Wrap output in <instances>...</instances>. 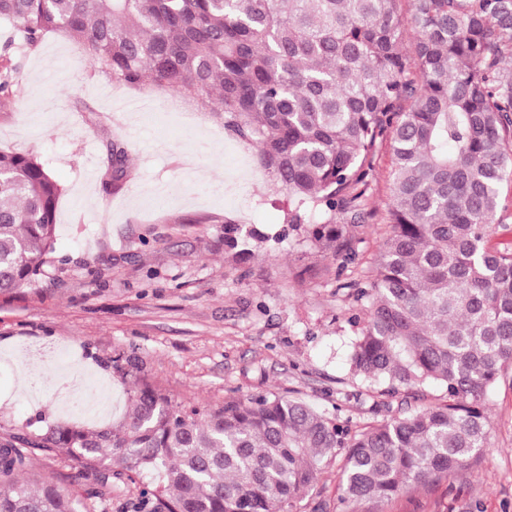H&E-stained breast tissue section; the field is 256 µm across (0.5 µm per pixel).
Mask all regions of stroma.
I'll return each mask as SVG.
<instances>
[{
    "instance_id": "1",
    "label": "stroma",
    "mask_w": 512,
    "mask_h": 512,
    "mask_svg": "<svg viewBox=\"0 0 512 512\" xmlns=\"http://www.w3.org/2000/svg\"><path fill=\"white\" fill-rule=\"evenodd\" d=\"M18 84L0 110V148L33 152L60 180L46 274L0 295V435L68 420L56 386L81 373L87 404L107 396L86 426L125 412V384L104 361L134 358L173 401L219 405L247 396L300 397L352 423L383 422L441 394L416 399L353 375L350 344L364 315L337 287V263L315 249L308 225L287 221L284 193L256 167V147L233 140L224 119L195 99L131 88L102 74L75 42L46 37L15 47ZM128 176L107 188L113 140ZM391 153L369 177L368 218L355 227L359 257L345 280L370 275L389 229ZM60 351L37 395L17 358L24 347ZM490 445L464 468L375 506L341 502V459L319 474L293 512H512V370L490 394ZM32 475L84 492L65 457L28 451Z\"/></svg>"
}]
</instances>
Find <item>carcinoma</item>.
Wrapping results in <instances>:
<instances>
[{
    "instance_id": "cac0c4a2",
    "label": "carcinoma",
    "mask_w": 512,
    "mask_h": 512,
    "mask_svg": "<svg viewBox=\"0 0 512 512\" xmlns=\"http://www.w3.org/2000/svg\"><path fill=\"white\" fill-rule=\"evenodd\" d=\"M0 0V108L16 42L62 33L110 78L153 85L224 115L259 148L313 246L358 258L368 178L393 156L390 231L363 285L355 374L390 390L436 381L430 406L352 426L269 394L186 406L143 381L119 422H57L0 438V512H79L50 478L18 479L28 448L63 454L120 512H293L345 450L341 500L380 504L468 465L488 447L487 395L512 370V241L488 245L512 176V0ZM410 40L412 55L404 51ZM112 143V187L128 173ZM63 188L40 158L0 149V294L44 273Z\"/></svg>"
}]
</instances>
